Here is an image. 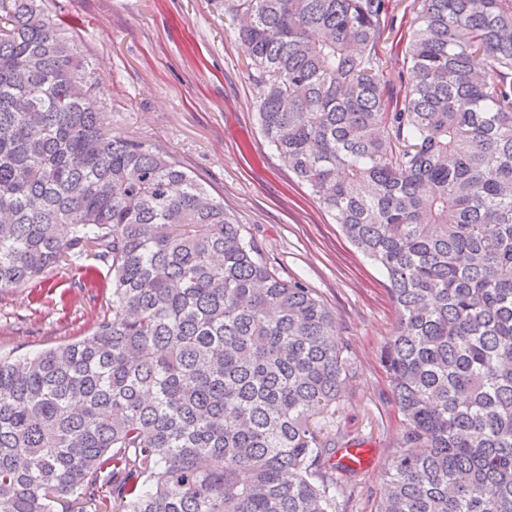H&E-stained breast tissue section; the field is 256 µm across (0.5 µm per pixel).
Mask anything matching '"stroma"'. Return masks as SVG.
<instances>
[{"instance_id":"35a3bbf8","label":"stroma","mask_w":512,"mask_h":512,"mask_svg":"<svg viewBox=\"0 0 512 512\" xmlns=\"http://www.w3.org/2000/svg\"><path fill=\"white\" fill-rule=\"evenodd\" d=\"M99 69L113 135L169 152L223 198L267 264L314 288L336 318L354 373L332 431L370 448L369 469L347 477L344 512H377L382 471L405 422L382 348L396 322L383 271L358 252L264 138L258 88L224 0H46ZM100 285L83 287V271ZM106 265L68 257L36 287L0 291V355L23 356L91 337L110 305Z\"/></svg>"}]
</instances>
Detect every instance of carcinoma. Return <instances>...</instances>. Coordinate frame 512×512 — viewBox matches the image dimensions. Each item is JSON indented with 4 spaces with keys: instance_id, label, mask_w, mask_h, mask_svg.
I'll return each instance as SVG.
<instances>
[{
    "instance_id": "1",
    "label": "carcinoma",
    "mask_w": 512,
    "mask_h": 512,
    "mask_svg": "<svg viewBox=\"0 0 512 512\" xmlns=\"http://www.w3.org/2000/svg\"><path fill=\"white\" fill-rule=\"evenodd\" d=\"M224 0L258 120L390 283L406 421L379 512H512V0ZM44 0H0V289L112 271L92 339L0 357V512H341L352 372L314 289L270 269L180 162L108 132ZM410 0L402 1V5L396 12V21L394 22L393 32L389 34V39L386 41L383 49V57L387 61L388 70L393 77V75L398 71L402 70L403 67V58L400 53L397 55L398 47H396V42H398L401 38L400 45L403 43L408 36L410 31V20L411 15H404V7L409 4Z\"/></svg>"
}]
</instances>
